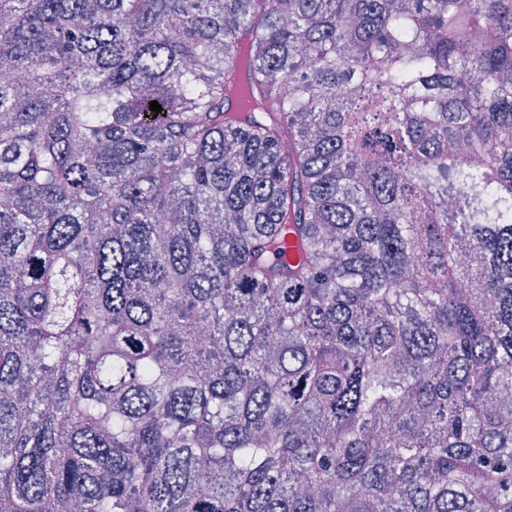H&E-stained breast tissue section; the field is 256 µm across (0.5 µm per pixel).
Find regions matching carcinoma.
<instances>
[{"mask_svg": "<svg viewBox=\"0 0 512 512\" xmlns=\"http://www.w3.org/2000/svg\"><path fill=\"white\" fill-rule=\"evenodd\" d=\"M68 509L512 512V0H0V512Z\"/></svg>", "mask_w": 512, "mask_h": 512, "instance_id": "carcinoma-1", "label": "carcinoma"}]
</instances>
